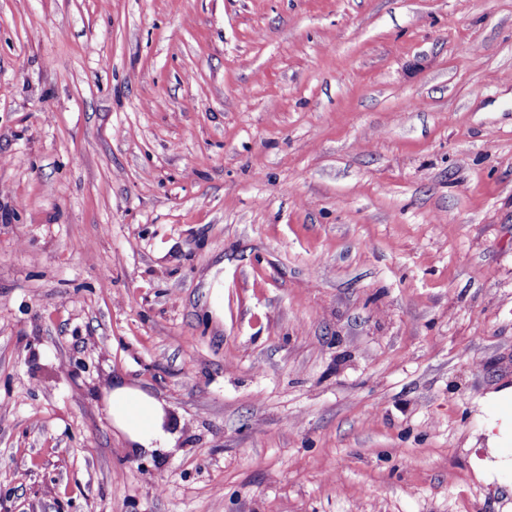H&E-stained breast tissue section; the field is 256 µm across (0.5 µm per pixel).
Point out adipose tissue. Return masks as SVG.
Listing matches in <instances>:
<instances>
[{
    "instance_id": "adipose-tissue-1",
    "label": "adipose tissue",
    "mask_w": 512,
    "mask_h": 512,
    "mask_svg": "<svg viewBox=\"0 0 512 512\" xmlns=\"http://www.w3.org/2000/svg\"><path fill=\"white\" fill-rule=\"evenodd\" d=\"M106 408L114 426L134 448L152 451L169 444L172 434L166 425L165 411L155 397L122 385L110 391Z\"/></svg>"
}]
</instances>
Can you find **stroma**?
Masks as SVG:
<instances>
[{"mask_svg":"<svg viewBox=\"0 0 512 512\" xmlns=\"http://www.w3.org/2000/svg\"><path fill=\"white\" fill-rule=\"evenodd\" d=\"M511 386L512 0H0V512H512ZM106 408L114 426L134 448H167L172 434L162 404L155 397L132 386H116L106 398Z\"/></svg>","mask_w":512,"mask_h":512,"instance_id":"obj_1","label":"stroma"}]
</instances>
